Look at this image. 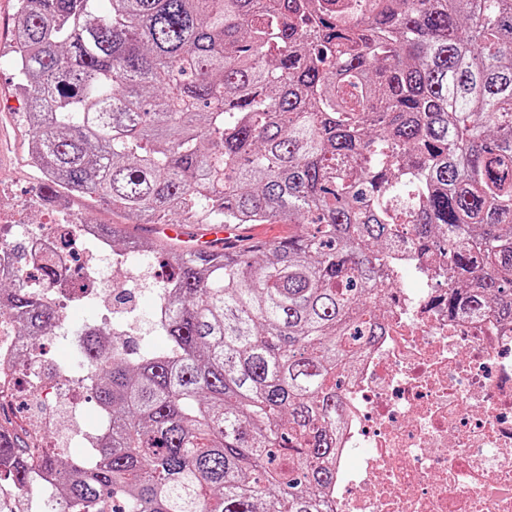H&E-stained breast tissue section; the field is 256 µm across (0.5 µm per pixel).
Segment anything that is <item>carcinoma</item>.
Returning <instances> with one entry per match:
<instances>
[{
  "label": "carcinoma",
  "mask_w": 512,
  "mask_h": 512,
  "mask_svg": "<svg viewBox=\"0 0 512 512\" xmlns=\"http://www.w3.org/2000/svg\"><path fill=\"white\" fill-rule=\"evenodd\" d=\"M13 42L48 199L101 202L166 259L131 358L91 328L86 460L9 431L16 491L64 512H332L337 379L382 334L396 240L452 265L448 313L512 322V0H20ZM147 224H286L192 253ZM0 318L56 324L0 281Z\"/></svg>",
  "instance_id": "carcinoma-1"
}]
</instances>
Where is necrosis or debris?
<instances>
[{
  "label": "necrosis or debris",
  "mask_w": 512,
  "mask_h": 512,
  "mask_svg": "<svg viewBox=\"0 0 512 512\" xmlns=\"http://www.w3.org/2000/svg\"><path fill=\"white\" fill-rule=\"evenodd\" d=\"M24 260L0 238V279L27 288L47 258H79L99 290L119 286L93 225L53 218L26 231ZM383 334L342 378L336 512H512V324L448 314V265L404 236ZM30 342L0 321V397H14Z\"/></svg>",
  "instance_id": "4bbe7bcc"
}]
</instances>
